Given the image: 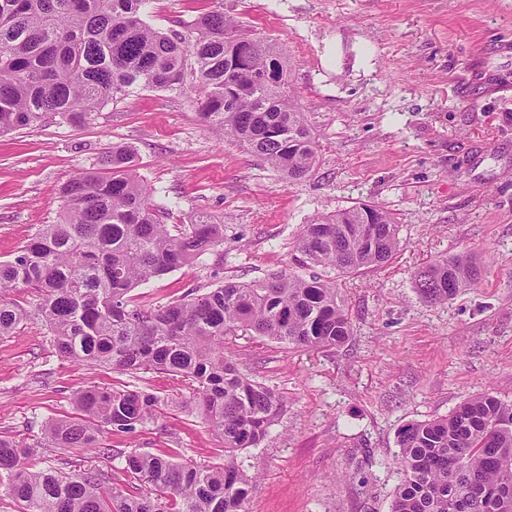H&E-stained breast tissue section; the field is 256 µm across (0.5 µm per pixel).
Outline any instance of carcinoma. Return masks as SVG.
Wrapping results in <instances>:
<instances>
[{"mask_svg":"<svg viewBox=\"0 0 512 512\" xmlns=\"http://www.w3.org/2000/svg\"><path fill=\"white\" fill-rule=\"evenodd\" d=\"M144 4L0 0V134L52 118L88 125L136 90L178 92L219 138L290 181L306 178L316 143L280 47L239 33L218 9L162 32L144 19ZM60 196L59 221L0 261V336L35 316L65 358L175 377L222 440L224 462H180V448L133 451L123 455L122 487L100 469L37 467L44 448L108 455L104 431L131 436L166 413L150 391L86 386L73 394L74 413L49 418L38 440L0 437V497L19 512H246L257 475L238 456L260 447L286 402L241 367L226 340L249 331L308 351L343 344L353 322L336 281L272 273L141 306L132 300L135 287L223 247L224 225L208 215L166 223V209L119 146L107 172L76 173ZM399 233L390 213L362 203L301 225L295 249L304 266L348 274L389 262ZM478 278L466 258L445 257L418 268L413 288L440 303ZM17 288L38 294L34 311L5 299ZM397 447L392 464L401 481L390 512H512V403L475 395L444 417L402 425Z\"/></svg>","mask_w":512,"mask_h":512,"instance_id":"1","label":"carcinoma"}]
</instances>
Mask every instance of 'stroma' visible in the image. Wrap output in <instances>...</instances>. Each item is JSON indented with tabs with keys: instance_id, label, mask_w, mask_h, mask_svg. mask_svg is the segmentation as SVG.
I'll use <instances>...</instances> for the list:
<instances>
[{
	"instance_id": "1",
	"label": "stroma",
	"mask_w": 512,
	"mask_h": 512,
	"mask_svg": "<svg viewBox=\"0 0 512 512\" xmlns=\"http://www.w3.org/2000/svg\"><path fill=\"white\" fill-rule=\"evenodd\" d=\"M217 6L282 47L317 144L313 172L288 181L217 139L187 96L141 90L93 124L0 137V261L58 221L60 187L116 144L133 150L168 223L206 214L224 224L223 249L137 287L143 305L227 279L327 276L295 262L300 225L360 203L392 213L401 246L391 262L336 281L353 320L345 344L302 351L243 333L230 345L288 401L262 445L242 454L260 475L249 512H389L402 424L476 394L512 402V0H147L143 12L176 30ZM458 254L478 280L424 303L416 268ZM91 384L134 385L174 405L136 436L102 434L105 447L221 461L189 389L164 373L64 358L36 318L0 337V436H39Z\"/></svg>"
}]
</instances>
